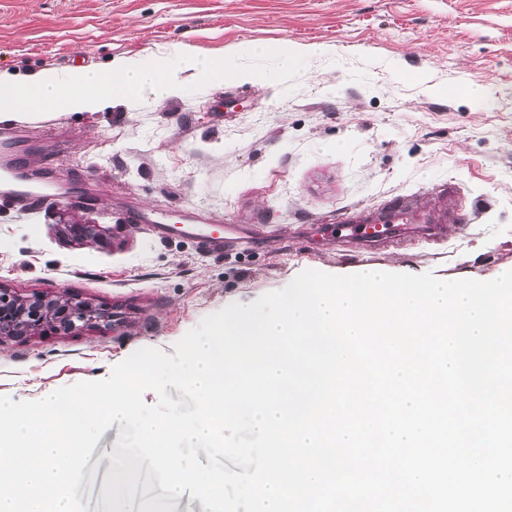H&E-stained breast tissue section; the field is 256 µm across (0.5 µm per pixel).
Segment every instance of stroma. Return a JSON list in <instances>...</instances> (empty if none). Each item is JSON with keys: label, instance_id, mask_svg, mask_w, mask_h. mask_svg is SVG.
<instances>
[{"label": "stroma", "instance_id": "1", "mask_svg": "<svg viewBox=\"0 0 512 512\" xmlns=\"http://www.w3.org/2000/svg\"><path fill=\"white\" fill-rule=\"evenodd\" d=\"M243 41L292 43V87L225 80L164 102L0 124L30 140L24 170L67 183L71 204L0 197V288L65 292L119 313L72 333L0 339V395L39 400L107 378L138 349L173 354L206 316L282 289L302 271L370 263L455 280L512 270V0H0V71ZM476 81L489 96L464 99ZM441 95H434V88ZM410 199L416 232L376 244L322 226L379 218ZM232 224L213 253L133 222ZM101 225L100 247L64 238Z\"/></svg>", "mask_w": 512, "mask_h": 512}]
</instances>
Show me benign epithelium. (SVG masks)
I'll use <instances>...</instances> for the list:
<instances>
[{"instance_id": "benign-epithelium-1", "label": "benign epithelium", "mask_w": 512, "mask_h": 512, "mask_svg": "<svg viewBox=\"0 0 512 512\" xmlns=\"http://www.w3.org/2000/svg\"><path fill=\"white\" fill-rule=\"evenodd\" d=\"M64 234L90 244H108L96 224H68ZM111 317L112 313L107 309L95 307L68 294L21 296L0 291V338L31 336L47 329L72 333Z\"/></svg>"}]
</instances>
